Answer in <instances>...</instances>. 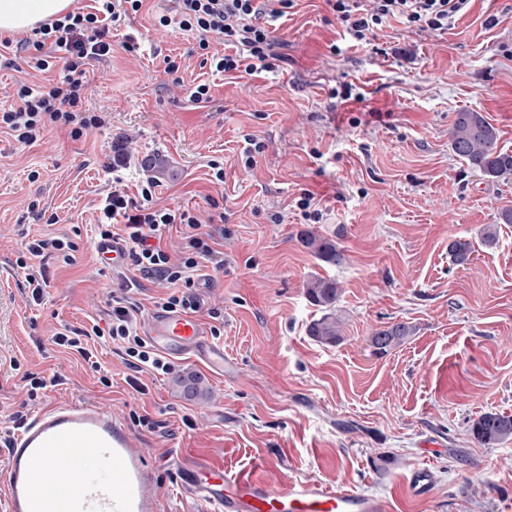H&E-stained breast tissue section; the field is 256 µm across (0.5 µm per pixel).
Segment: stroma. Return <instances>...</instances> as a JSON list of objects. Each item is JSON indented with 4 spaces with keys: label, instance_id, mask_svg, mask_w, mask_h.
<instances>
[{
    "label": "stroma",
    "instance_id": "35a3bbf8",
    "mask_svg": "<svg viewBox=\"0 0 512 512\" xmlns=\"http://www.w3.org/2000/svg\"><path fill=\"white\" fill-rule=\"evenodd\" d=\"M168 5L146 0L112 27L111 56L89 65L83 107L106 113L105 127L78 140L55 130L31 148L0 134V431L14 430L16 412L61 401L111 409L155 469L158 512H203L179 488L180 468L201 464L260 473L274 492L294 480L353 487L385 498L390 512H512V441L489 448L470 433L483 413L512 414V224L495 246L475 241L512 208V181L470 171L449 134L457 112H480L512 151V0H471L442 33L392 19L355 46L326 0H298L276 23L287 62L238 79L201 66L189 33L156 26ZM130 37L140 44L133 54L123 48ZM169 57L178 74L166 72ZM45 79L25 51L0 47V106L17 82ZM201 81L211 99L196 104L188 90ZM347 83L365 101L334 102L331 90ZM250 138L265 151L248 169ZM116 174L133 197L151 176L160 204L223 208L224 268L200 292L224 311V333L211 339L224 370L183 357L170 373L141 374L140 394L119 345L98 344L95 373L53 343L56 329L103 317L128 289L139 326L155 312L151 279L131 270L87 279L98 258L95 207ZM304 195L318 219L298 207ZM34 200L58 223L31 213ZM74 226L75 263L48 260L49 284L33 300L12 266L25 234ZM307 231L337 239L344 265L317 260L301 244ZM460 237L475 242L464 267L448 255ZM317 274L342 288L335 346L307 333L318 313L304 285ZM397 322L410 336L377 354L372 331ZM31 373L48 381L34 399ZM188 374L207 397L184 395ZM420 467L435 478L426 498L409 489Z\"/></svg>",
    "mask_w": 512,
    "mask_h": 512
}]
</instances>
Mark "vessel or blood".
<instances>
[{"label": "vessel or blood", "mask_w": 512, "mask_h": 512, "mask_svg": "<svg viewBox=\"0 0 512 512\" xmlns=\"http://www.w3.org/2000/svg\"><path fill=\"white\" fill-rule=\"evenodd\" d=\"M149 337L168 355L186 354L223 368V349L210 344L195 318L155 314ZM138 440L111 410L92 403H57L30 418L11 437L0 473L5 512H157L155 473ZM183 492L213 512H388L380 497L333 490L313 481L270 492L256 474L214 469L208 481L183 471Z\"/></svg>", "instance_id": "vessel-or-blood-1"}]
</instances>
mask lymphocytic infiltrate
<instances>
[{
  "label": "lymphocytic infiltrate",
  "instance_id": "1",
  "mask_svg": "<svg viewBox=\"0 0 512 512\" xmlns=\"http://www.w3.org/2000/svg\"><path fill=\"white\" fill-rule=\"evenodd\" d=\"M94 12H69L42 23L32 38L22 39L29 49L30 64L40 71L51 70L62 63L59 79L32 87L17 86L13 102L0 109V131L10 135L19 145L29 147L42 141L46 133L65 130L72 139H80L103 127L105 120L95 112L82 108L85 83L83 78L91 61L112 51L109 39L111 24L136 17L144 0H97ZM169 12L160 14L156 22L162 28H175L190 33L203 64L214 72L235 77L274 71L285 62L284 44L272 30L274 22L287 16L296 0H173ZM469 0H327L343 34L360 43L376 37L384 22L391 17L423 31L444 32L454 24L456 16ZM120 177L103 194L95 219L98 241H125L127 258L135 271L154 278L164 293L156 302L165 312L196 314L207 312L216 322L213 335H220L224 316L219 309L206 308L196 290L194 275L203 263L223 268L224 254L218 248L224 231L214 216H203L181 208L161 206L154 202L156 185L142 184L139 198H132L121 187ZM177 230L184 247L173 255L164 250L160 239L166 231ZM78 245L70 234L28 239L24 252L15 259L33 298H40L48 284V274L41 259L51 253L70 265L75 261ZM106 326L67 329L56 332L54 342L75 353L92 371L101 365L90 344L94 338H110L123 350L128 368L134 376L131 386L144 392L140 373L166 374L171 363L138 332V306L131 297L113 296L108 303Z\"/></svg>",
  "mask_w": 512,
  "mask_h": 512
}]
</instances>
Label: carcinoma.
Returning <instances> with one entry per match:
<instances>
[{"label": "carcinoma", "mask_w": 512, "mask_h": 512, "mask_svg": "<svg viewBox=\"0 0 512 512\" xmlns=\"http://www.w3.org/2000/svg\"><path fill=\"white\" fill-rule=\"evenodd\" d=\"M500 135L480 112L463 111L456 113L451 130V149L472 170L493 181L512 179V152L499 145ZM512 224V210L498 213L496 223L484 224L478 231L483 245L492 247L498 241L499 225ZM302 244L318 260L330 266H338L344 261V253L335 240L313 232L301 237ZM448 254L457 266H465L471 261L473 244L465 238H458L448 244ZM341 289L331 276H313L305 283L308 301L320 311V317L313 319L307 329L308 335L325 345L341 342L340 320L336 316V304ZM410 335V327L404 323H393L376 329L370 342L379 353L400 345ZM474 439L484 446L498 445L512 440V415L485 413L471 425Z\"/></svg>", "instance_id": "carcinoma-1"}]
</instances>
